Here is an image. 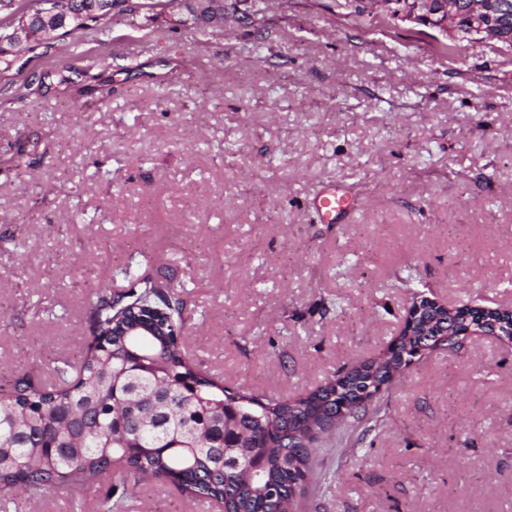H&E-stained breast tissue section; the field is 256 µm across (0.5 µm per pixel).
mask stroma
Wrapping results in <instances>:
<instances>
[{
	"instance_id": "obj_1",
	"label": "stroma",
	"mask_w": 512,
	"mask_h": 512,
	"mask_svg": "<svg viewBox=\"0 0 512 512\" xmlns=\"http://www.w3.org/2000/svg\"><path fill=\"white\" fill-rule=\"evenodd\" d=\"M290 0L51 37L0 74V384L55 382L99 289L168 280L197 369L294 399L378 359L415 294L512 310V47ZM339 187L351 212L324 220ZM215 512L116 471L0 512ZM295 512H512V340L422 356L314 443ZM318 211L328 218L329 222L336 220V215L347 211L351 206L350 197L342 190L332 189L314 202Z\"/></svg>"
}]
</instances>
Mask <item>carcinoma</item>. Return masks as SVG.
Instances as JSON below:
<instances>
[{
  "label": "carcinoma",
  "mask_w": 512,
  "mask_h": 512,
  "mask_svg": "<svg viewBox=\"0 0 512 512\" xmlns=\"http://www.w3.org/2000/svg\"><path fill=\"white\" fill-rule=\"evenodd\" d=\"M108 2L104 11L99 0H79L62 35L101 33L115 9L139 10L148 20L166 11L198 24L194 0ZM482 20L501 30L497 42L512 46V14ZM92 323L96 336L75 379L65 363L56 368V385L21 377L0 396V448L8 456L0 464L1 496L37 497L71 484L89 490L119 456L141 478L223 498L227 512H291L292 485L305 479L313 428L332 427L341 408L378 393L381 368L362 363L296 399L229 395L185 357L183 301L151 276L131 277L121 294L97 293ZM140 358L153 373L142 372ZM211 403L233 410L232 434L249 441L250 455L239 468H221L211 456L224 444L223 429L206 440L198 432L200 413Z\"/></svg>",
  "instance_id": "1"
}]
</instances>
